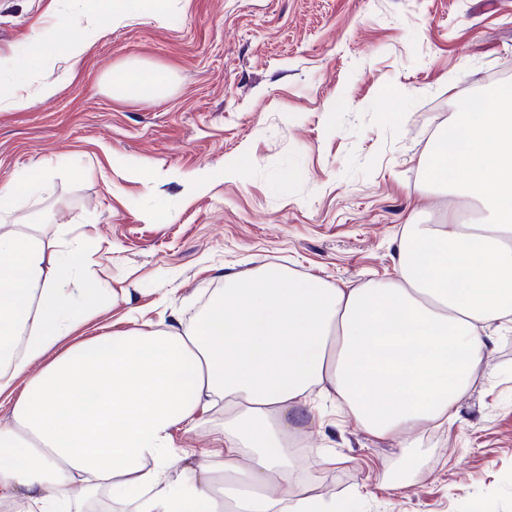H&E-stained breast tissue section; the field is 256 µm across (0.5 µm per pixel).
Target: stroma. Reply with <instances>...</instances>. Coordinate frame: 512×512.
<instances>
[{
	"mask_svg": "<svg viewBox=\"0 0 512 512\" xmlns=\"http://www.w3.org/2000/svg\"><path fill=\"white\" fill-rule=\"evenodd\" d=\"M60 15V0H0V57L24 66ZM131 63L167 71L165 92L112 96L106 73ZM510 71L512 0H171L165 20L132 19L78 66L43 71L54 96L0 110V186L56 163L21 211L94 238L85 259L112 288L116 330L190 322L225 275L270 263L388 280L405 225L465 209L426 184L432 146L461 99L485 105L490 75ZM488 364L497 378L413 448L316 401L306 445L334 462L303 455L315 493L359 512H512V335Z\"/></svg>",
	"mask_w": 512,
	"mask_h": 512,
	"instance_id": "1",
	"label": "stroma"
}]
</instances>
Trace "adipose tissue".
Masks as SVG:
<instances>
[{
  "label": "adipose tissue",
  "mask_w": 512,
  "mask_h": 512,
  "mask_svg": "<svg viewBox=\"0 0 512 512\" xmlns=\"http://www.w3.org/2000/svg\"><path fill=\"white\" fill-rule=\"evenodd\" d=\"M59 25L34 32L27 63L1 59L0 107L53 96L39 73L78 65L94 40L169 0H72ZM169 76L111 71L113 95L151 99ZM429 179L479 201L483 217L408 224L396 275L342 288L276 265L228 274L193 330L145 322L83 339L112 312V290L84 263L88 236L17 218L46 166L0 188V505L22 512H354L307 490L296 437L317 423L312 394L330 398L376 439L453 424L512 332V91L492 106L462 100ZM224 406L214 449L184 451ZM209 420L205 428L192 433H184L181 430L175 432V441L181 448H194L201 451L209 448L211 441L210 429L224 421V409L221 405L214 407L205 415Z\"/></svg>",
  "instance_id": "adipose-tissue-1"
}]
</instances>
